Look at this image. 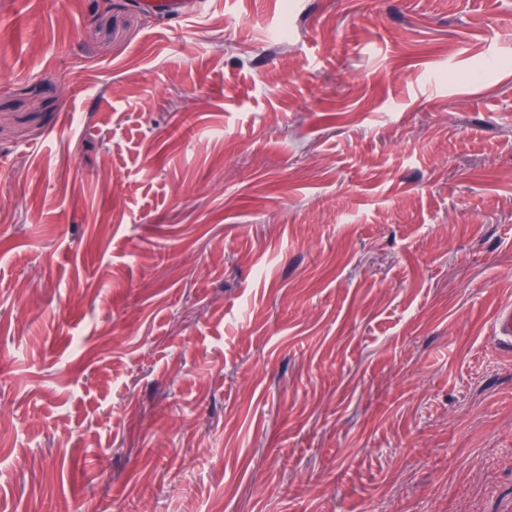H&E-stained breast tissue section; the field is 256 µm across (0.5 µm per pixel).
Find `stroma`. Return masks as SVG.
<instances>
[{
  "label": "stroma",
  "mask_w": 512,
  "mask_h": 512,
  "mask_svg": "<svg viewBox=\"0 0 512 512\" xmlns=\"http://www.w3.org/2000/svg\"><path fill=\"white\" fill-rule=\"evenodd\" d=\"M512 0H0V512L512 505ZM193 3L190 0H140V5L144 9L170 19L185 17L190 13ZM492 333L495 340L510 353L512 351V306L510 304L497 313Z\"/></svg>",
  "instance_id": "obj_1"
}]
</instances>
